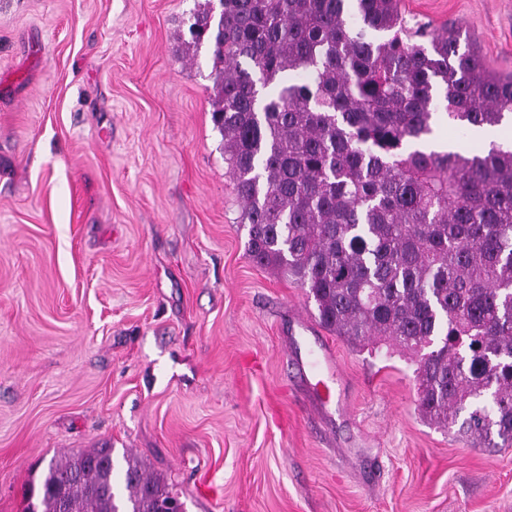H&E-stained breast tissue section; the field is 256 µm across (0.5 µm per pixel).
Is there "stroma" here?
<instances>
[{
  "mask_svg": "<svg viewBox=\"0 0 512 512\" xmlns=\"http://www.w3.org/2000/svg\"><path fill=\"white\" fill-rule=\"evenodd\" d=\"M195 0H0V512L111 447L186 512H512V447L417 411L410 362L323 329L249 259ZM512 74V0H404ZM330 345L344 411L294 359Z\"/></svg>",
  "mask_w": 512,
  "mask_h": 512,
  "instance_id": "1",
  "label": "stroma"
}]
</instances>
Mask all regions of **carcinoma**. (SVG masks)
I'll return each instance as SVG.
<instances>
[{"label":"carcinoma","mask_w":512,"mask_h":512,"mask_svg":"<svg viewBox=\"0 0 512 512\" xmlns=\"http://www.w3.org/2000/svg\"><path fill=\"white\" fill-rule=\"evenodd\" d=\"M179 33L209 53L212 122L247 255L296 281L322 326L416 364L418 411L512 447V149L428 147L512 117V75L402 0H205ZM112 449L52 459L23 512H157L164 477Z\"/></svg>","instance_id":"cac0c4a2"}]
</instances>
